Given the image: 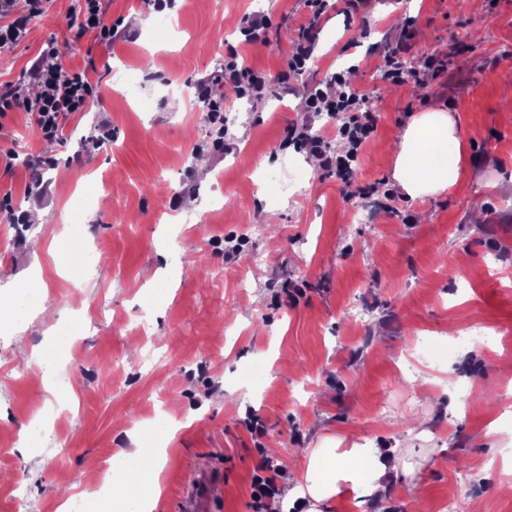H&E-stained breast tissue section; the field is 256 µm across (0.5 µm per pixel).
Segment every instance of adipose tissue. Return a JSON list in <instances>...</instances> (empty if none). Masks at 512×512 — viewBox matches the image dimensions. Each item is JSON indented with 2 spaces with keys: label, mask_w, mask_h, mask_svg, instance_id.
<instances>
[{
  "label": "adipose tissue",
  "mask_w": 512,
  "mask_h": 512,
  "mask_svg": "<svg viewBox=\"0 0 512 512\" xmlns=\"http://www.w3.org/2000/svg\"><path fill=\"white\" fill-rule=\"evenodd\" d=\"M426 140L435 141L437 150H420ZM460 142L455 120L441 107L432 106L414 117L402 136L394 167V178L404 193L417 198L449 189L460 154L448 152L447 147ZM301 455L305 465L288 498L293 512H327L343 493L383 496L411 472L398 449L375 448L367 442L349 448H305Z\"/></svg>",
  "instance_id": "ef3b65f1"
}]
</instances>
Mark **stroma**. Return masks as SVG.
<instances>
[{"mask_svg":"<svg viewBox=\"0 0 512 512\" xmlns=\"http://www.w3.org/2000/svg\"><path fill=\"white\" fill-rule=\"evenodd\" d=\"M80 0H48L25 39L0 54V84L30 89L44 42L57 38L65 68L95 67L99 97L66 121L64 141L41 143L26 114L0 115V152L43 151L42 200L29 197L30 173L0 174V198L15 212L40 210V224L10 223L0 210V512H15L23 484L29 512H60L87 496L114 456L162 447L161 494L154 512H181L191 473L221 476L217 512H253L251 480L263 463L287 461L294 448L365 438L404 450L414 473L387 503L338 496L329 512H407L410 501L439 512L462 473L484 512H512V496L484 481L487 463L512 462V340L463 348L448 333L489 322L512 328V0H375L346 14L331 0L318 25V66L282 94L291 44L307 21L304 0H268L263 14L277 36L245 44L238 24L252 0H104L120 30L130 17L166 18L177 29H138L132 42L106 47L67 38ZM414 38L398 56L406 83L377 77L383 53L405 19ZM264 72L259 101L215 96L238 119L230 151L211 152L209 115L193 101L198 79L219 69L231 49ZM445 63L436 72L428 59ZM353 74L377 114L374 139L354 171L370 186V223L355 224L356 196L309 167V154L281 148L288 124L305 119L301 90L327 70ZM134 82L116 87L117 74ZM439 104L463 131L452 187L410 198L393 180L411 119ZM112 138L102 141L103 127ZM82 156L75 166L74 156ZM271 169L285 192L264 187ZM79 218L101 258L77 278L74 247L62 226ZM252 232H243V225ZM246 239L225 261L210 239ZM260 252L266 263L253 269ZM302 294L279 299L284 282ZM24 309L13 306L23 294ZM360 301L363 324L346 311ZM44 314L40 332L25 328ZM148 332H140L141 323ZM74 351L54 374L35 360L60 332ZM431 347L411 379L401 371L415 334ZM53 433L43 447L23 440L31 418Z\"/></svg>","mask_w":512,"mask_h":512,"instance_id":"stroma-1","label":"stroma"}]
</instances>
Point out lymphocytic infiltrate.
Here are the masks:
<instances>
[{
    "label": "lymphocytic infiltrate",
    "mask_w": 512,
    "mask_h": 512,
    "mask_svg": "<svg viewBox=\"0 0 512 512\" xmlns=\"http://www.w3.org/2000/svg\"><path fill=\"white\" fill-rule=\"evenodd\" d=\"M306 6L309 23L300 28L287 62L288 74L292 77L303 74L306 68L313 45L312 28L325 14L327 0H306ZM67 33L73 41L89 37L105 45L111 44L118 35L116 25L101 0H81L80 8L67 18ZM57 53V42L51 39L35 60L34 71L40 79V89L34 98L25 97L17 85L0 86V112H26L40 140L51 143L62 139L67 117L85 111L98 93V85L88 69L62 68L55 62ZM328 82L335 85V92L314 88L306 96L302 109L335 120L336 135L344 140L345 150L340 153L332 151L327 137L311 135L309 127L304 124H291L283 143L314 155L323 170L345 183L362 148L375 132L376 120L368 96L352 88L344 76L332 73ZM218 83L231 85L237 96L253 100L264 98L268 88L266 77L246 66L235 51L225 56L220 70L198 81L196 99L211 114L216 127L213 143L217 146L224 142V101L212 93L213 85Z\"/></svg>",
    "instance_id": "f902f5d3"
}]
</instances>
